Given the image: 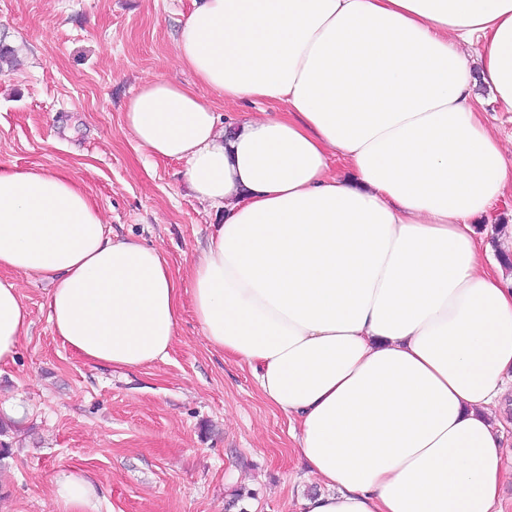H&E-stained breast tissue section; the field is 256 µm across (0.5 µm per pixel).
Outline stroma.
Segmentation results:
<instances>
[{
	"mask_svg": "<svg viewBox=\"0 0 512 512\" xmlns=\"http://www.w3.org/2000/svg\"><path fill=\"white\" fill-rule=\"evenodd\" d=\"M193 0H0V166L64 171L114 235L162 249L184 276L217 223L183 162L156 159L123 129L144 80L182 83L175 40ZM490 253L512 252V193L477 224ZM30 325L0 366V512H59L53 477L96 479L89 512H301L318 491L287 417L259 396L247 367L206 343L191 308L168 359L115 370L76 356L49 320L40 282L18 277ZM24 410L6 418L8 407ZM506 434L503 512H512V390L492 408Z\"/></svg>",
	"mask_w": 512,
	"mask_h": 512,
	"instance_id": "35a3bbf8",
	"label": "stroma"
}]
</instances>
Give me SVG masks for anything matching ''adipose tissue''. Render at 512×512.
<instances>
[{
	"label": "adipose tissue",
	"mask_w": 512,
	"mask_h": 512,
	"mask_svg": "<svg viewBox=\"0 0 512 512\" xmlns=\"http://www.w3.org/2000/svg\"><path fill=\"white\" fill-rule=\"evenodd\" d=\"M175 47L197 87L145 81L124 123L224 213L188 285L66 173L0 167V365L30 324L19 275L115 369L166 360L188 305L287 415L324 487L301 512H502L512 286L474 224L512 168L475 88L512 112V0H195ZM215 95L273 110L227 130ZM52 485L60 512L97 494L77 469Z\"/></svg>",
	"instance_id": "obj_1"
}]
</instances>
